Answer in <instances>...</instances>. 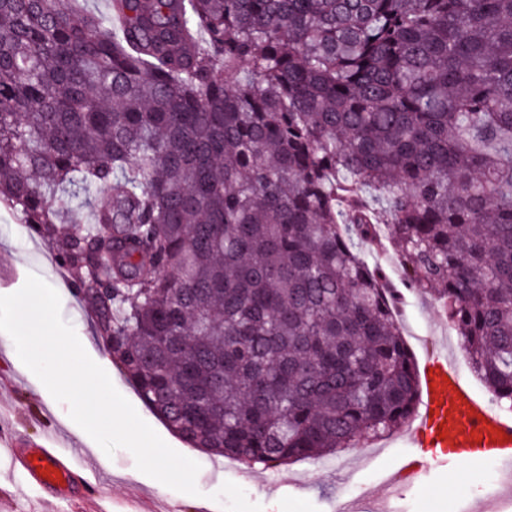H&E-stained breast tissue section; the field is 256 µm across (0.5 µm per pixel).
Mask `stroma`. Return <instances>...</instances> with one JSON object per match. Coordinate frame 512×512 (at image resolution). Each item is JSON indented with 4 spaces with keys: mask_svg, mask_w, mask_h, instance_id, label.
I'll use <instances>...</instances> for the list:
<instances>
[{
    "mask_svg": "<svg viewBox=\"0 0 512 512\" xmlns=\"http://www.w3.org/2000/svg\"><path fill=\"white\" fill-rule=\"evenodd\" d=\"M0 295L17 292L28 275L52 286L61 298V315L88 355L109 375L115 388L141 418L175 451L199 463L198 495L175 491L137 470L124 448L106 456L96 442L69 417V406L56 401L20 361L9 335L0 332V512H336L337 505L371 507L372 512H478L485 507L484 462H451L416 480L399 494L387 481L415 451L407 429L347 449L324 461L300 460L266 469L226 467L224 458L193 450L170 432L142 403L93 336L91 313L73 288L63 285L66 270L54 252L19 215L0 205ZM403 337L417 363L429 353L460 355L455 331L442 317L431 294L408 293L396 311ZM59 445L86 483L82 496L62 498L28 481L11 461V442Z\"/></svg>",
    "mask_w": 512,
    "mask_h": 512,
    "instance_id": "1",
    "label": "stroma"
}]
</instances>
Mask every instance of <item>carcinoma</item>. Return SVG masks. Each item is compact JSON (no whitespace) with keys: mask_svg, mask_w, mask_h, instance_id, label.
Segmentation results:
<instances>
[{"mask_svg":"<svg viewBox=\"0 0 512 512\" xmlns=\"http://www.w3.org/2000/svg\"><path fill=\"white\" fill-rule=\"evenodd\" d=\"M112 12L0 0V205L150 411L265 468L411 419L381 226L512 409V0Z\"/></svg>","mask_w":512,"mask_h":512,"instance_id":"carcinoma-1","label":"carcinoma"}]
</instances>
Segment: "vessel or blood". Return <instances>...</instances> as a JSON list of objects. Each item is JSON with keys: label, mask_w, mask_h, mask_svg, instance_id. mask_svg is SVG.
<instances>
[{"label": "vessel or blood", "mask_w": 512, "mask_h": 512, "mask_svg": "<svg viewBox=\"0 0 512 512\" xmlns=\"http://www.w3.org/2000/svg\"><path fill=\"white\" fill-rule=\"evenodd\" d=\"M425 367L422 410L414 428L423 451L405 465V473L416 477L437 465V458L424 454L429 447L450 449L458 460L512 461V418L478 397L448 357H431ZM13 458L32 482L52 493L72 494L83 482L56 447L43 443L32 449L18 447Z\"/></svg>", "instance_id": "1"}]
</instances>
